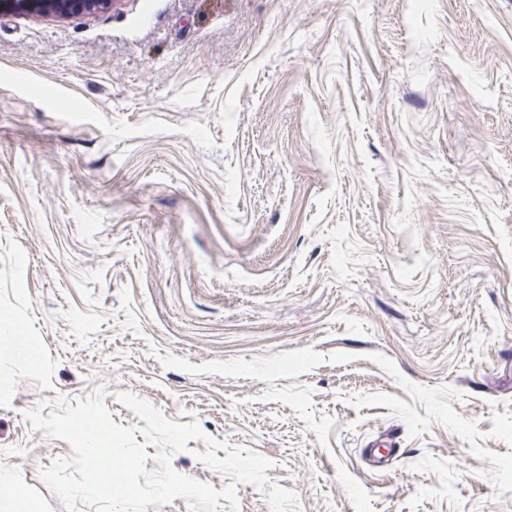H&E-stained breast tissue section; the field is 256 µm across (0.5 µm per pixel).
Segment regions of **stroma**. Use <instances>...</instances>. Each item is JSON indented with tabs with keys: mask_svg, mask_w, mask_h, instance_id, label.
Segmentation results:
<instances>
[{
	"mask_svg": "<svg viewBox=\"0 0 512 512\" xmlns=\"http://www.w3.org/2000/svg\"><path fill=\"white\" fill-rule=\"evenodd\" d=\"M0 320L34 512L73 451L26 411L122 393L300 512H512V0L0 15ZM0 343L10 347L17 355L29 360L31 363H36V349L34 345L26 336L18 335L16 330L1 328Z\"/></svg>",
	"mask_w": 512,
	"mask_h": 512,
	"instance_id": "35a3bbf8",
	"label": "stroma"
}]
</instances>
